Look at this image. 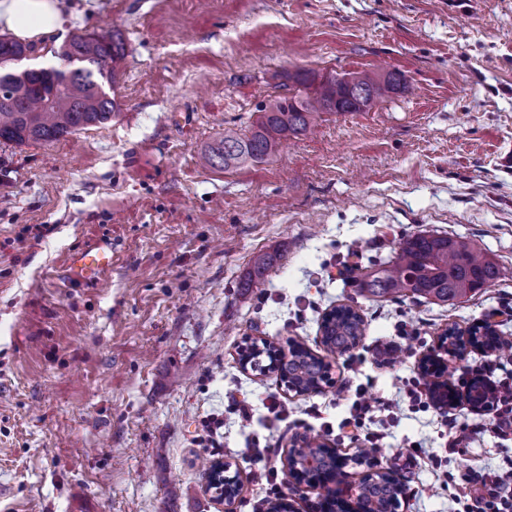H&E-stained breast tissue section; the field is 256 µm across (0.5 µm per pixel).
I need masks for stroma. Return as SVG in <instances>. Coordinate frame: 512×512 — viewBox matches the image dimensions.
<instances>
[{"label": "stroma", "instance_id": "obj_1", "mask_svg": "<svg viewBox=\"0 0 512 512\" xmlns=\"http://www.w3.org/2000/svg\"><path fill=\"white\" fill-rule=\"evenodd\" d=\"M104 26L127 46L112 121L0 141V512H224L206 459L239 473L236 512H267L254 438L276 442L296 512H320V489L288 482L296 437L339 424L358 384L372 405L398 398L445 329L489 321L512 343V0H94L46 46ZM299 71H397L406 88L325 114L268 162L200 164ZM421 231L474 244L502 279L454 306L357 293L351 251L385 259ZM102 240L108 270L69 283L70 253ZM261 251L276 261L257 293L242 283ZM349 304L363 336L329 357L322 391L240 368L248 337L328 357L321 318ZM271 394L283 421L261 405ZM460 410L463 430L439 405L390 425L376 460L407 489L399 512H454L463 476L512 469L489 412Z\"/></svg>", "mask_w": 512, "mask_h": 512}]
</instances>
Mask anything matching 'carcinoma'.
Segmentation results:
<instances>
[{"instance_id":"obj_1","label":"carcinoma","mask_w":512,"mask_h":512,"mask_svg":"<svg viewBox=\"0 0 512 512\" xmlns=\"http://www.w3.org/2000/svg\"><path fill=\"white\" fill-rule=\"evenodd\" d=\"M33 49L8 35H0V141L16 145L51 144L88 127L112 121L118 103L112 96L118 68L127 52L122 34L112 28L75 35L54 51L56 62L48 68L26 64ZM291 79L296 91L269 101L248 134L233 130L207 145L199 153L202 165L228 169L266 162L276 156L281 142L304 135L328 112H361L376 101L406 88L404 75L396 72L356 75L348 84L342 80L323 82L309 72ZM273 255L253 256L252 271L244 288L266 287V272ZM502 277V269L487 254L467 242L446 234L421 232L398 246L395 255L361 268L359 288L376 301L403 297L424 298L439 305L454 304L491 286ZM348 316L333 325L322 324L323 344L343 356L359 341L363 318L347 306ZM471 343L498 351L499 338L489 327H474ZM290 359L252 341L240 358L251 367L279 373L290 389L308 390L329 381L325 361L300 345L289 349ZM405 492L397 478L383 485H370L365 499L387 506Z\"/></svg>"}]
</instances>
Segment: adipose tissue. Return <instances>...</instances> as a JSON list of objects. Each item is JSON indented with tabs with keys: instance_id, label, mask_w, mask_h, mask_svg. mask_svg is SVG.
I'll list each match as a JSON object with an SVG mask.
<instances>
[{
	"instance_id": "adipose-tissue-1",
	"label": "adipose tissue",
	"mask_w": 512,
	"mask_h": 512,
	"mask_svg": "<svg viewBox=\"0 0 512 512\" xmlns=\"http://www.w3.org/2000/svg\"><path fill=\"white\" fill-rule=\"evenodd\" d=\"M71 19L63 0H0V30L38 43L64 31Z\"/></svg>"
}]
</instances>
